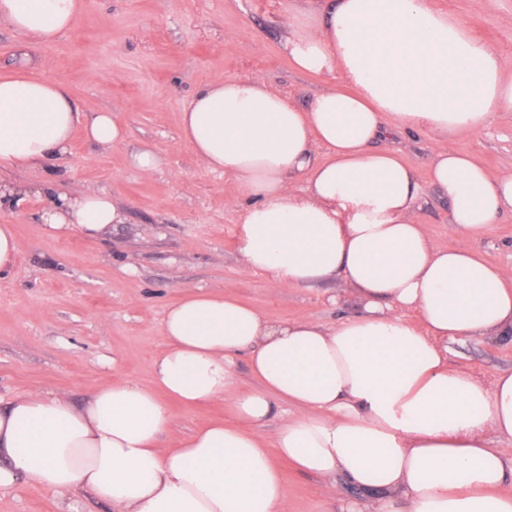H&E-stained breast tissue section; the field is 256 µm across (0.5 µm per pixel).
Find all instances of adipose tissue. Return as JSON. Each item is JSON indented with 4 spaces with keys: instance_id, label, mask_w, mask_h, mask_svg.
Wrapping results in <instances>:
<instances>
[{
    "instance_id": "ef3b65f1",
    "label": "adipose tissue",
    "mask_w": 512,
    "mask_h": 512,
    "mask_svg": "<svg viewBox=\"0 0 512 512\" xmlns=\"http://www.w3.org/2000/svg\"><path fill=\"white\" fill-rule=\"evenodd\" d=\"M82 7L0 0V20L45 46ZM283 26L293 68L329 86L302 106L257 81H209L181 115L182 139L248 198L238 209L245 272L276 288L342 280L361 313L330 326L274 322L234 296L187 289L165 312L149 382L106 385L79 406L27 393L0 409V489L26 479L112 512H286L283 458L327 478L330 495L368 493V512H512V457L500 448L512 443V370L487 383L448 367L449 342L512 332V270L429 239L412 167L381 145L405 130L437 142L429 181L453 229L484 233L512 213V168L489 172L455 141L512 114V73L495 44L434 0H313L286 10ZM79 127L102 145L127 134L111 113L86 115L63 80L0 78V164L65 154ZM41 219L91 239L121 221L94 190L59 196ZM242 354L258 382L248 390L234 380ZM171 398L227 401L237 423L160 447ZM279 402L288 417L272 454L263 429ZM363 507L347 501L342 512Z\"/></svg>"
}]
</instances>
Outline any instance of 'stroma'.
Wrapping results in <instances>:
<instances>
[{"label":"stroma","instance_id":"obj_1","mask_svg":"<svg viewBox=\"0 0 512 512\" xmlns=\"http://www.w3.org/2000/svg\"><path fill=\"white\" fill-rule=\"evenodd\" d=\"M74 26L49 45L28 48L0 21V75L31 65L65 81L82 108L112 111L127 129L121 143L102 146L75 131L60 159L25 168L0 166V182L15 187L0 205L20 245L13 270L0 277V406L40 392L81 404L115 381L148 382L151 358L163 350L161 322L185 289L224 292L273 321L332 324L357 313L352 295L330 279L307 288H272L247 274L238 254L237 210L242 190L228 174L210 171L182 142L181 113L203 84L236 77L267 84L307 102L324 79L295 71L280 51L286 8L308 0H83ZM498 46L512 69V0H435ZM415 170L423 190L416 221L443 246L471 248L490 263L512 268V215L478 236L456 233L447 200L430 185L428 161L437 144L416 133L387 142ZM457 147L495 172L512 165V118H496ZM159 158L146 174L132 163L142 149ZM89 189L111 195L123 215L103 238L52 231L42 212L57 195ZM450 368L491 380L512 368V335L467 339L448 346ZM160 445L198 427L234 422L224 400L186 407L171 403ZM279 467L288 512H340L321 478ZM53 492L22 480L0 491V512H66Z\"/></svg>","mask_w":512,"mask_h":512}]
</instances>
